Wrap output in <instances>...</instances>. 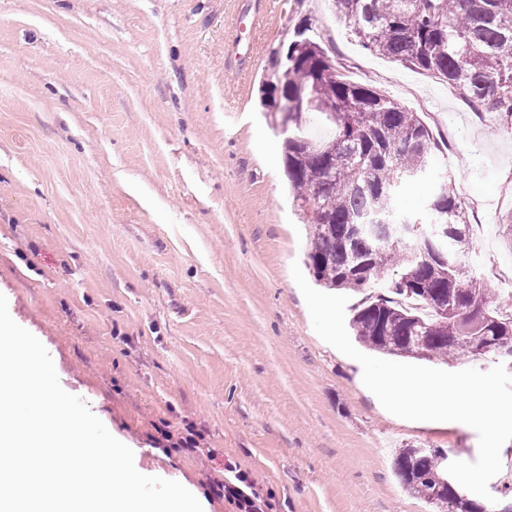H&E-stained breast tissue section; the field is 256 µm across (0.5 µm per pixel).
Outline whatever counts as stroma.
I'll list each match as a JSON object with an SVG mask.
<instances>
[{
	"label": "stroma",
	"mask_w": 512,
	"mask_h": 512,
	"mask_svg": "<svg viewBox=\"0 0 512 512\" xmlns=\"http://www.w3.org/2000/svg\"><path fill=\"white\" fill-rule=\"evenodd\" d=\"M302 21L442 147L398 210L422 212L451 172L484 226L467 267L512 292V133L362 49L330 0H0V294L136 469L203 512H234L212 490L228 458L278 512H430L394 450L472 461L476 431L387 414L287 283L309 238L260 88ZM191 429L210 457L177 448Z\"/></svg>",
	"instance_id": "35a3bbf8"
}]
</instances>
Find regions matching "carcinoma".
Here are the masks:
<instances>
[{"label": "carcinoma", "mask_w": 512, "mask_h": 512, "mask_svg": "<svg viewBox=\"0 0 512 512\" xmlns=\"http://www.w3.org/2000/svg\"><path fill=\"white\" fill-rule=\"evenodd\" d=\"M336 18L371 54L399 61L444 80L476 112L500 129L512 127V0H332ZM288 100L284 165L294 206L310 226L305 264L326 288L362 292L395 272L388 293L353 308L350 328L365 348L396 357L454 363L464 349L450 338L445 314L482 304L487 352L512 349V306L502 292L466 268L470 249L466 209L452 176L428 202L427 223L447 228V246L400 238L382 218L395 208L407 173L429 174L441 152L419 113L373 87L352 83L321 45L297 30L276 83L263 91L270 120L275 96ZM336 110L330 122L325 110ZM364 225L353 231L352 225ZM448 450L407 444L396 450L402 488L431 506L453 503L459 512H512V488L499 503L457 500L448 480Z\"/></svg>", "instance_id": "1"}]
</instances>
